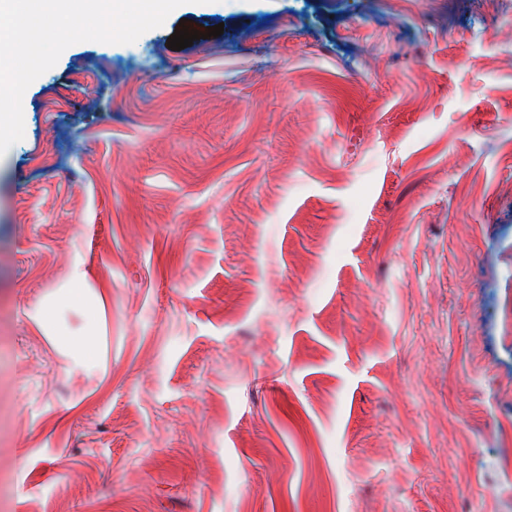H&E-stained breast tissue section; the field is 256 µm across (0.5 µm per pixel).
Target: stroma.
I'll return each mask as SVG.
<instances>
[{
  "label": "stroma",
  "instance_id": "1",
  "mask_svg": "<svg viewBox=\"0 0 512 512\" xmlns=\"http://www.w3.org/2000/svg\"><path fill=\"white\" fill-rule=\"evenodd\" d=\"M497 27L205 0L68 47L0 158V512H512ZM77 275L88 369L33 318Z\"/></svg>",
  "mask_w": 512,
  "mask_h": 512
}]
</instances>
